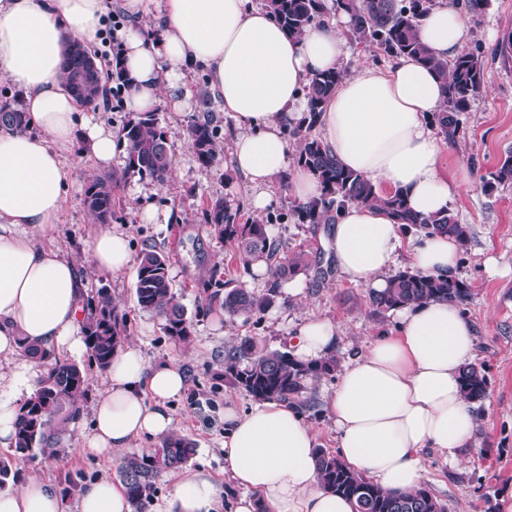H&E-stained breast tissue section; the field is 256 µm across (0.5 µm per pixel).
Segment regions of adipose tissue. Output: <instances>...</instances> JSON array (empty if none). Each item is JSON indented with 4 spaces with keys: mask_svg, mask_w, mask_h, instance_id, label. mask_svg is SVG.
Listing matches in <instances>:
<instances>
[{
    "mask_svg": "<svg viewBox=\"0 0 512 512\" xmlns=\"http://www.w3.org/2000/svg\"><path fill=\"white\" fill-rule=\"evenodd\" d=\"M131 25L117 30L113 65L126 72L127 111L151 112L162 103L187 106L189 84L206 72L213 96L235 122L232 161L249 180L248 203L264 212L272 186L289 175L295 198L321 193L295 163L286 128L307 117L305 86L338 70L347 54L335 22L291 36L255 0H123ZM107 0H0V79L21 95L28 129H0V447H11L21 399L36 390L34 361L19 362V340L67 351L84 349V288L77 264L47 247L73 184L63 151L83 140L98 164H111L121 142L94 122L69 91L63 64L71 42L92 45L104 27ZM468 15L441 0L420 20L416 36L441 58H454ZM443 106L437 76L408 57L385 67L362 65L337 85L316 126L347 169L373 185L402 191L416 212L447 209L464 181L444 176L441 145L428 123ZM410 269L457 276L459 248L445 235L403 245L400 224L363 205L343 209L333 228L337 269L381 291L399 248ZM95 268L120 274L132 262L130 235L112 225L91 242ZM336 322L309 318L292 333L303 362L335 353ZM476 330L457 304L429 301L398 309L397 328L374 336L343 364L325 407L343 461L389 491H410L422 479L427 450L450 453L471 439L476 418L461 389L472 361ZM186 389L181 367L148 364L135 344L119 349L92 410L89 453L111 456L149 436L171 433L167 403ZM317 435L299 411L279 400L240 411L224 403V471L243 493L234 512H355L352 501L321 486L314 460ZM221 488L204 470L181 472L159 512H218ZM0 512H65L50 485L29 479L0 492ZM76 512H131L123 486L101 478L86 488Z\"/></svg>",
    "mask_w": 512,
    "mask_h": 512,
    "instance_id": "adipose-tissue-1",
    "label": "adipose tissue"
}]
</instances>
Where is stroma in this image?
Wrapping results in <instances>:
<instances>
[{
	"label": "stroma",
	"mask_w": 512,
	"mask_h": 512,
	"mask_svg": "<svg viewBox=\"0 0 512 512\" xmlns=\"http://www.w3.org/2000/svg\"><path fill=\"white\" fill-rule=\"evenodd\" d=\"M510 28L512 0H490L485 13L471 24L462 46L482 47L487 61L485 86L461 116L458 141L444 144L440 157L444 174H462L469 181L448 207L458 223L470 227L469 239L460 249L459 279L471 288L472 296L460 309L476 328L475 360L487 377L486 397L473 406L477 420L474 434L458 450L457 464H449L439 453L427 454L425 459L422 483L446 504L447 512H503V499L512 496V186L490 194L478 186L480 178L493 172L512 152V60L494 54ZM190 89L189 105L183 111L168 106L157 111L159 123L169 136L174 171L165 186L126 173L124 155H117L103 168L85 155L82 144L67 149L73 185L60 216L55 244L77 263L86 290H110L127 316L128 339L136 343L148 364L181 365L187 388L168 404L174 432L196 447L191 467L205 469L223 488L220 512H233L241 491L224 474V399L232 397L242 410L248 409L252 400L218 379L225 348L249 337L258 348L286 351L290 348L289 327L308 317H324L342 329L336 351L342 361L373 336L392 329L394 323L391 314H374L369 288L338 271L330 249V225L301 223L295 211L298 201L281 183L276 186V202L267 211L273 219L270 231L281 240L283 253L303 250L311 257V268L298 277L304 286L303 297L281 292L274 306L248 319L199 311L203 287L211 280L234 286L247 284L260 293L267 283L243 266L233 243L216 238L203 222L201 209L214 197L224 198L230 207L240 210L243 219H252L253 214L246 201L248 182L234 168L230 155L232 118L214 100L204 73L196 74ZM206 109L219 122L217 158L208 167L198 161L187 141L189 124ZM106 174L119 181L112 223L129 232L133 255L153 244L170 257L173 291L194 320L190 345L170 340L163 333L161 317L140 309L134 290L135 268L115 277L90 261L88 247L99 224L86 208L85 190L94 178ZM149 205L158 213H169L168 223H139L137 212ZM335 384L332 376L310 384L308 392L317 405L303 413L317 434L319 447L331 452L337 449L336 428L320 399ZM90 426L91 410L86 407L77 423L69 427L68 453L56 458H20L13 463L21 479L35 477L62 491L67 512H72L77 496L65 493V477H80L86 485L102 477L113 479L123 459L119 453L106 458L84 452L83 436Z\"/></svg>",
	"instance_id": "35a3bbf8"
}]
</instances>
